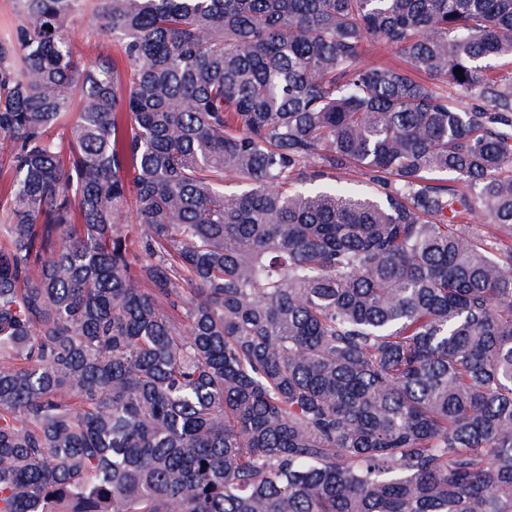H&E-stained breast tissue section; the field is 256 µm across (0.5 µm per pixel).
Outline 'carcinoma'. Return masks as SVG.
I'll use <instances>...</instances> for the list:
<instances>
[{
	"instance_id": "cac0c4a2",
	"label": "carcinoma",
	"mask_w": 512,
	"mask_h": 512,
	"mask_svg": "<svg viewBox=\"0 0 512 512\" xmlns=\"http://www.w3.org/2000/svg\"><path fill=\"white\" fill-rule=\"evenodd\" d=\"M13 4L0 512H512V0ZM68 36L77 48L85 52L113 55L118 41L112 32L102 28L100 24L88 17L77 19L68 30Z\"/></svg>"
}]
</instances>
